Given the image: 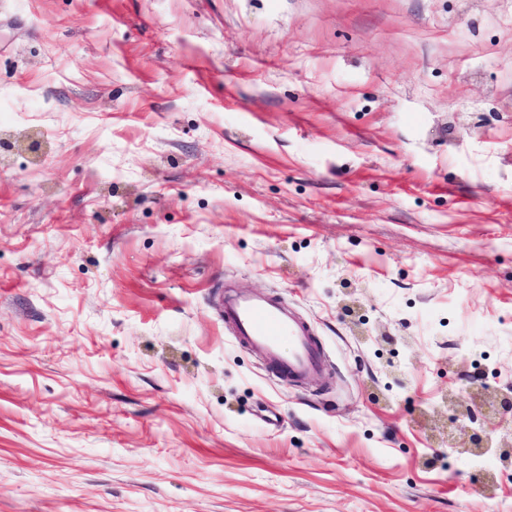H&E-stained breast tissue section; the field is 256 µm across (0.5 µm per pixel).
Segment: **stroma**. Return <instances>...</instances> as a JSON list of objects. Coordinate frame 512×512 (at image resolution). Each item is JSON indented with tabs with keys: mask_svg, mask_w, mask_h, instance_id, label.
Listing matches in <instances>:
<instances>
[{
	"mask_svg": "<svg viewBox=\"0 0 512 512\" xmlns=\"http://www.w3.org/2000/svg\"><path fill=\"white\" fill-rule=\"evenodd\" d=\"M228 290L312 326L314 381ZM481 383L512 0H0V512H512ZM224 323L242 344L294 383L313 379L323 367L311 327L274 298L236 294L224 300ZM284 342L288 350L283 349Z\"/></svg>",
	"mask_w": 512,
	"mask_h": 512,
	"instance_id": "stroma-1",
	"label": "stroma"
}]
</instances>
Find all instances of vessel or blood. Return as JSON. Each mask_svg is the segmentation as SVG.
<instances>
[{"label":"vessel or blood","mask_w":512,"mask_h":512,"mask_svg":"<svg viewBox=\"0 0 512 512\" xmlns=\"http://www.w3.org/2000/svg\"><path fill=\"white\" fill-rule=\"evenodd\" d=\"M224 321L242 344L293 382L313 379L323 367L310 326L274 298L234 295L224 302Z\"/></svg>","instance_id":"obj_1"}]
</instances>
